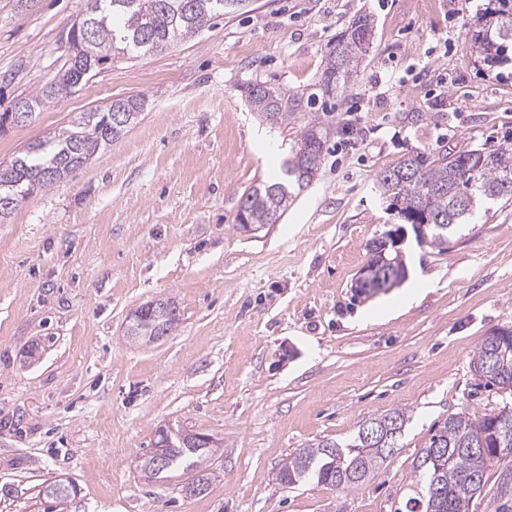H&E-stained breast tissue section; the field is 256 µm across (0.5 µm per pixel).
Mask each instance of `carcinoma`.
Returning <instances> with one entry per match:
<instances>
[{"mask_svg": "<svg viewBox=\"0 0 512 512\" xmlns=\"http://www.w3.org/2000/svg\"><path fill=\"white\" fill-rule=\"evenodd\" d=\"M245 0H87L84 18L94 21V42L89 46L73 39L77 52L70 55L67 67L57 80L24 97L37 112L62 95L64 87H77L88 81L99 67L119 55H147L163 51L175 41L189 38L211 20L239 10ZM373 21L367 14L355 18L323 60L322 85L331 93L346 85L356 75L372 38ZM88 52H82L83 48ZM476 52L486 66L512 62V0H497L485 13V24L475 38ZM252 110L273 124H286L295 116L301 99L280 87L259 83L247 87ZM144 111V100L127 97L112 101V111L95 108L82 112L70 125L57 133L29 143L9 162L0 163V221L6 219L27 197L46 190L73 170L90 162L95 154L121 137ZM335 124L324 112L300 129L291 154L280 166V179L258 184L240 199L239 224L263 227L277 223L288 210L296 193L308 187L322 164V152ZM379 192L391 209L406 224L427 222L422 243L442 246L456 226L466 224L482 208L512 200V145L496 150L471 149L448 161L428 160L422 153L409 156L379 174ZM391 265L380 267L370 283H355V291L368 295L379 291L387 279L406 271L404 260L389 249ZM179 312L174 302L159 300L147 304L132 316L127 336L135 340L152 335L151 326L167 321L168 312ZM489 339H484L473 356V371L479 381L512 392V380L506 382L485 367ZM407 414L393 409L368 420L370 424L405 430ZM490 444L502 441V453L486 462L474 458L468 448L473 442ZM162 443L157 437L154 450L141 461V471L151 479H165L173 474L191 475L185 489L189 494L209 486L210 477L203 467L213 455L207 442L174 440L162 449L170 455V466L158 469L154 457ZM512 454V404L480 421L464 413H455L442 423L420 449L413 461L411 486L415 503H423L421 512H469L472 500L481 492L465 488L475 476L485 484V471L492 463ZM391 455L362 438V431L346 443L322 441L288 457L277 479L285 486L315 480L339 492L358 488ZM71 485L54 481L45 485L43 495L66 499ZM489 512H512V467L499 474L496 496Z\"/></svg>", "mask_w": 512, "mask_h": 512, "instance_id": "obj_1", "label": "carcinoma"}]
</instances>
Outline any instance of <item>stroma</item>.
<instances>
[{
    "instance_id": "1",
    "label": "stroma",
    "mask_w": 512,
    "mask_h": 512,
    "mask_svg": "<svg viewBox=\"0 0 512 512\" xmlns=\"http://www.w3.org/2000/svg\"><path fill=\"white\" fill-rule=\"evenodd\" d=\"M488 0H252L194 36L122 57L23 124L0 162L77 113L136 96L137 122L0 222V512H400L413 460L448 415L512 400L479 385L476 348L512 325V201L447 245L405 230L408 282L357 295L369 246L401 226L377 188L409 154L512 144V73L480 63ZM86 0H0V113L54 80ZM373 20L358 77L328 100L336 135L285 216L240 228L241 196L274 180L305 123L252 112L261 83L321 96L323 58L352 20ZM176 302L163 338L132 343L131 314ZM407 412L402 446L360 487L281 485L289 455L347 441L371 417ZM220 443L208 489L145 481L158 428ZM74 494L41 495L55 480Z\"/></svg>"
}]
</instances>
